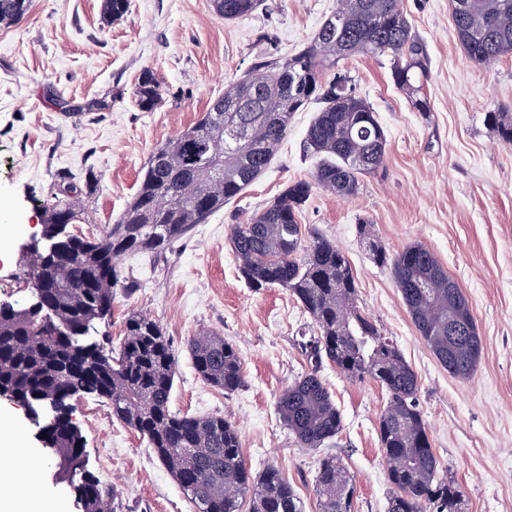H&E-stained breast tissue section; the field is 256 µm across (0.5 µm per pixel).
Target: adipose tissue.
<instances>
[{
  "label": "adipose tissue",
  "instance_id": "1",
  "mask_svg": "<svg viewBox=\"0 0 512 512\" xmlns=\"http://www.w3.org/2000/svg\"><path fill=\"white\" fill-rule=\"evenodd\" d=\"M22 441L21 424H0V512H51L35 482L24 479L28 466L18 452Z\"/></svg>",
  "mask_w": 512,
  "mask_h": 512
}]
</instances>
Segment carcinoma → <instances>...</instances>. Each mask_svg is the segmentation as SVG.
<instances>
[{"label": "carcinoma", "mask_w": 512, "mask_h": 512, "mask_svg": "<svg viewBox=\"0 0 512 512\" xmlns=\"http://www.w3.org/2000/svg\"><path fill=\"white\" fill-rule=\"evenodd\" d=\"M226 21L246 18L261 0H211ZM29 0H0V24L20 20ZM129 0H103L104 17L121 18ZM456 39L466 58L483 64L512 54V0H451ZM354 55L387 58L397 89L419 112L430 111L423 93L428 55L400 0H338L308 46L292 55L261 60L224 88L203 117L157 149L137 191L116 224L102 236L80 235V207L65 199L72 187L50 190L42 235L57 244L33 253L30 276L42 284L43 306L0 310V396L24 408L37 422L58 477L83 512H111L112 488L87 469L81 430L72 420V400L94 395L112 417L147 440L196 512H302L292 487L274 465L254 475L247 468L241 436L220 414L171 409L176 374L171 345L160 325L140 314L125 320L120 348L107 361L109 341L89 339L95 324L112 315V289L132 295L140 282L123 275L116 259L167 252L198 224L237 197L268 166L294 113L323 103L309 125L304 146L320 157L311 179L289 184L266 208L235 224L231 244L248 286L288 289L316 335L303 344L309 363L278 399L280 419L301 448L316 449L343 429L340 413L319 375L324 364L352 380L371 379L389 401L378 421L388 481L389 512H463L460 487L436 457L418 409V376L376 321L360 312L350 262L328 239L304 244L298 218L317 189L338 196L358 193L360 177L383 169L387 135L366 99H346L339 88L349 76L328 71ZM162 99L154 72L144 69L134 102L151 112ZM485 121L512 145V114L490 111ZM379 266L390 269L412 323L448 374L470 378L483 339L469 300L436 256L421 244L391 254L368 237ZM197 375L226 394L244 383L241 356L224 337L189 341ZM52 418H41L42 408ZM319 512H352L354 485L334 457L321 460L315 485Z\"/></svg>", "instance_id": "1"}]
</instances>
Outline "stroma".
<instances>
[{"label":"stroma","instance_id":"35a3bbf8","mask_svg":"<svg viewBox=\"0 0 512 512\" xmlns=\"http://www.w3.org/2000/svg\"><path fill=\"white\" fill-rule=\"evenodd\" d=\"M103 0H31L17 23L0 26V225H20L0 261V300L30 304L22 246L40 236L49 187H76L86 221L78 234L103 235L133 197L158 147L198 122L230 81L261 59L306 45L337 0H263L249 17H218L211 0H130L105 20ZM427 45L423 92L431 110L416 111L392 82L385 59L355 56L337 70L374 108L387 135L385 166L361 179L358 194L315 191L299 222L348 258L358 305L392 336L418 375L417 403L432 448L459 484L465 512H512V145L498 140L486 112L512 113V55L470 63L452 28L449 0H400ZM151 69L163 98L150 112L133 101L135 82ZM106 102L90 112L87 104ZM318 103L295 113L268 168L236 198L174 243L165 255L122 256L117 265L143 283L116 292L112 316L98 324L112 348L138 312L156 321L177 360L173 409L218 413L239 430L247 467L276 465L303 512H318L319 460L333 456L355 484L353 512H387L391 492L378 418L388 401L372 380L347 379L332 366L322 376L343 430L318 450L298 447L280 423V392L307 367L310 318L283 288H248L229 237L289 183L309 178L316 159L304 150ZM396 253L412 243L433 251L466 293L484 350L472 377L441 367L416 331L389 270L378 267L360 225ZM218 334L239 351L244 384L231 394L195 373L186 344ZM88 469L112 487V512H194L146 440L113 418L93 395L74 399ZM24 447L37 449L32 476L59 497L63 512H82L67 484L56 482L37 428L22 422Z\"/></svg>","mask_w":512,"mask_h":512}]
</instances>
